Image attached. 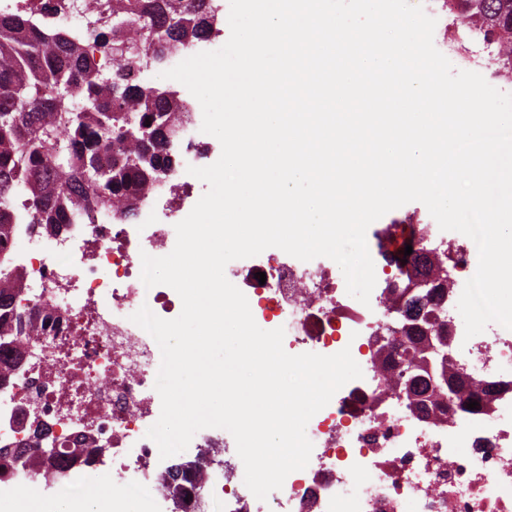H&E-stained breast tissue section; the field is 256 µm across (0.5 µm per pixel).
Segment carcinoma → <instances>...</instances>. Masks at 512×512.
<instances>
[{
  "label": "carcinoma",
  "mask_w": 512,
  "mask_h": 512,
  "mask_svg": "<svg viewBox=\"0 0 512 512\" xmlns=\"http://www.w3.org/2000/svg\"><path fill=\"white\" fill-rule=\"evenodd\" d=\"M441 0L460 34L476 33L499 52L495 75L512 81V0ZM113 22L41 0L30 12L0 11V366H12L15 342L35 325L22 309L23 268L10 240L19 226L51 236L80 224L88 208L126 221L153 192L164 150L158 130L184 129L189 105L172 91L157 99L133 64L158 54L143 34L157 30L167 56L219 32L213 0H109ZM110 62L108 69L95 53ZM56 87L55 100L43 90Z\"/></svg>",
  "instance_id": "obj_1"
}]
</instances>
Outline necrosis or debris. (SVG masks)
<instances>
[{
	"instance_id": "necrosis-or-debris-1",
	"label": "necrosis or debris",
	"mask_w": 512,
	"mask_h": 512,
	"mask_svg": "<svg viewBox=\"0 0 512 512\" xmlns=\"http://www.w3.org/2000/svg\"><path fill=\"white\" fill-rule=\"evenodd\" d=\"M450 27L441 18L434 30L443 55L468 71L494 67L492 57L455 42ZM169 241L167 225L102 224L90 211L83 223L65 225L51 253L37 259L39 283L26 285L23 304L41 310L51 292L60 306L49 319H37L36 332L20 342L42 353L33 375L11 371L0 387V443L27 440L28 430L12 426V408L31 397L40 401L59 448L76 450L77 458L62 473L28 455L27 467L0 474V499L39 486L56 490L95 474L104 486L138 488L155 507L169 504L164 462L146 436L161 412L155 389L161 351L131 320L144 305L164 319L182 310L174 289L149 288L141 280L142 255L159 256ZM426 242L442 255L432 277L458 302L478 260L467 237L441 231L430 214L415 212L406 223L386 225L369 247L376 274L385 281L398 274L388 253ZM334 268L329 258L304 262L271 247L226 269L254 320L284 328L287 353L333 355L347 348L363 376L310 419V461L286 477L272 501L253 497L240 463L223 472L200 467L189 487L231 497V512H512V419L450 406L420 422L418 403L399 396L397 348L380 357L371 349L374 337L387 335L388 316L401 298L384 281L370 304L352 302ZM54 337L71 348L79 369L60 353L44 352ZM449 353L463 373L458 399L479 398L491 375L512 374V330L494 328L469 339L456 332Z\"/></svg>"
}]
</instances>
